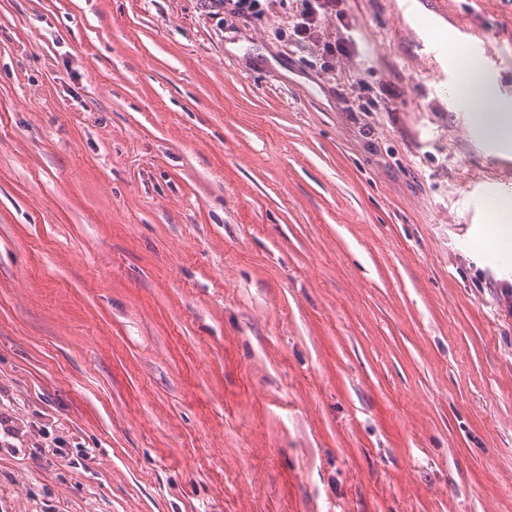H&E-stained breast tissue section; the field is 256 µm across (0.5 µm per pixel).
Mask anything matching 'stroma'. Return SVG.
I'll use <instances>...</instances> for the list:
<instances>
[{
  "label": "stroma",
  "instance_id": "1",
  "mask_svg": "<svg viewBox=\"0 0 512 512\" xmlns=\"http://www.w3.org/2000/svg\"><path fill=\"white\" fill-rule=\"evenodd\" d=\"M224 2L0 0V512H512V0ZM301 2L302 9L299 12V18L293 24V35L298 41H305L321 24L319 10L325 9L327 2L321 0H301ZM451 40L454 43L463 44L467 48L470 62L474 67L481 69L489 77L496 74V55L479 37L474 36L465 28H459L451 36ZM2 397H7L6 400L10 404L8 392L0 387V447L16 448L13 441H19V443L23 441L22 438L26 432L25 426L14 416L10 405L4 404ZM1 403L4 404V407H2Z\"/></svg>",
  "mask_w": 512,
  "mask_h": 512
}]
</instances>
